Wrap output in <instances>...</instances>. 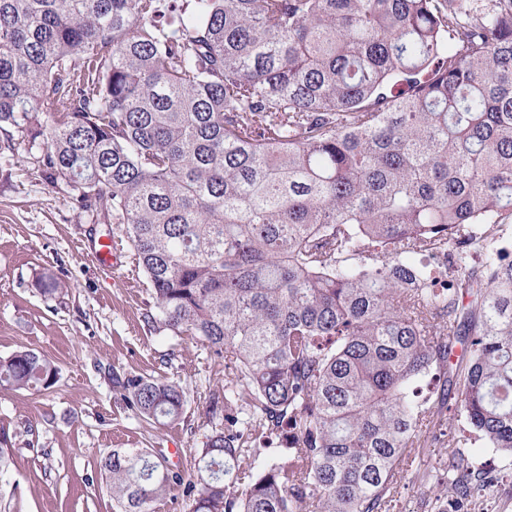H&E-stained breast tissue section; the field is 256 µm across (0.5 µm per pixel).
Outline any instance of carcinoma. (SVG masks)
<instances>
[{
    "instance_id": "carcinoma-1",
    "label": "carcinoma",
    "mask_w": 512,
    "mask_h": 512,
    "mask_svg": "<svg viewBox=\"0 0 512 512\" xmlns=\"http://www.w3.org/2000/svg\"><path fill=\"white\" fill-rule=\"evenodd\" d=\"M16 134L126 225L146 323L224 360L190 473L101 460L114 512L177 489L190 512H389L449 387L463 425L424 477L437 512L480 510L497 478L463 449L512 460V0H0V149ZM57 376L0 358L6 389ZM112 385L149 425L183 418L175 382ZM11 455L0 429V473Z\"/></svg>"
}]
</instances>
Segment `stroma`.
I'll return each mask as SVG.
<instances>
[{
  "mask_svg": "<svg viewBox=\"0 0 512 512\" xmlns=\"http://www.w3.org/2000/svg\"><path fill=\"white\" fill-rule=\"evenodd\" d=\"M43 142L0 151V357L38 350L60 369L40 392L0 387V427L13 445L0 475V512H113L99 463L119 448L163 450L189 469L221 418L206 414L224 385V362L189 337L157 333L144 321L153 300L125 227L81 209L70 188L36 163ZM111 237L117 266L94 259ZM55 280V293L38 283ZM162 377L186 397L180 424L141 423L112 387L113 374ZM393 512H433L413 467L398 481Z\"/></svg>",
  "mask_w": 512,
  "mask_h": 512,
  "instance_id": "35a3bbf8",
  "label": "stroma"
}]
</instances>
